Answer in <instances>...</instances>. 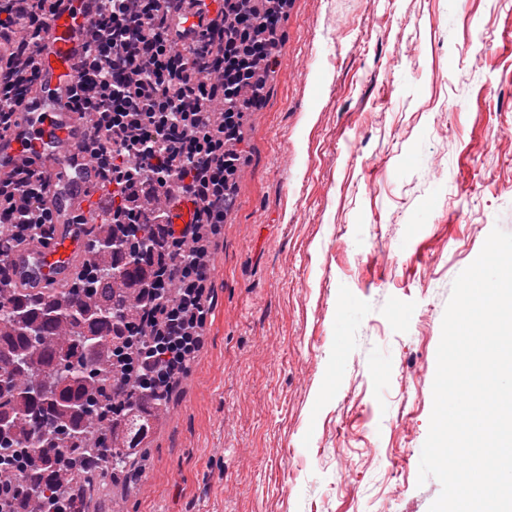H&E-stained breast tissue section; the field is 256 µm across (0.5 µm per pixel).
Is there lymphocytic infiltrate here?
<instances>
[{
	"mask_svg": "<svg viewBox=\"0 0 512 512\" xmlns=\"http://www.w3.org/2000/svg\"><path fill=\"white\" fill-rule=\"evenodd\" d=\"M272 2L258 13L249 0H224L218 11L206 0H101L89 49L76 64L80 79L71 99L90 128L83 149L111 189L107 221L120 232L129 224L151 227L150 251L133 262L127 247L114 254L119 264L133 266L125 287L152 301L136 318L151 335L128 367L137 400L113 412V431L125 432L132 416L149 421L202 345L209 261L184 246L221 231L240 165L229 145L239 140L246 113L263 103L259 67L277 64L287 0ZM51 8L52 0H0V32L12 40L0 59V135L32 90V55ZM190 16L198 24L181 27ZM174 193L193 203L190 223H174L159 205ZM48 194V183L27 162L0 180V237L10 240L0 251V287L12 283V250L51 240ZM172 285L179 295L170 302L165 294Z\"/></svg>",
	"mask_w": 512,
	"mask_h": 512,
	"instance_id": "f902f5d3",
	"label": "lymphocytic infiltrate"
}]
</instances>
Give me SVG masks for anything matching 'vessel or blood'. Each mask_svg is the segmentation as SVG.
I'll return each instance as SVG.
<instances>
[{
	"label": "vessel or blood",
	"instance_id": "1",
	"mask_svg": "<svg viewBox=\"0 0 512 512\" xmlns=\"http://www.w3.org/2000/svg\"><path fill=\"white\" fill-rule=\"evenodd\" d=\"M99 0H55L33 57L36 80L16 109L10 131L0 135V180L31 161L51 188L50 245L33 244L12 256L13 277L33 284L65 280L83 254L86 220L95 216L98 170L83 151L88 125L70 102L79 74L74 67L89 41Z\"/></svg>",
	"mask_w": 512,
	"mask_h": 512
}]
</instances>
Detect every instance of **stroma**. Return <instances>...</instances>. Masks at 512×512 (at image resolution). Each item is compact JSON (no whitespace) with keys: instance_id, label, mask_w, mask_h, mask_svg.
<instances>
[{"instance_id":"stroma-1","label":"stroma","mask_w":512,"mask_h":512,"mask_svg":"<svg viewBox=\"0 0 512 512\" xmlns=\"http://www.w3.org/2000/svg\"><path fill=\"white\" fill-rule=\"evenodd\" d=\"M292 0L204 345L124 512H428L442 319L512 233V0Z\"/></svg>"}]
</instances>
